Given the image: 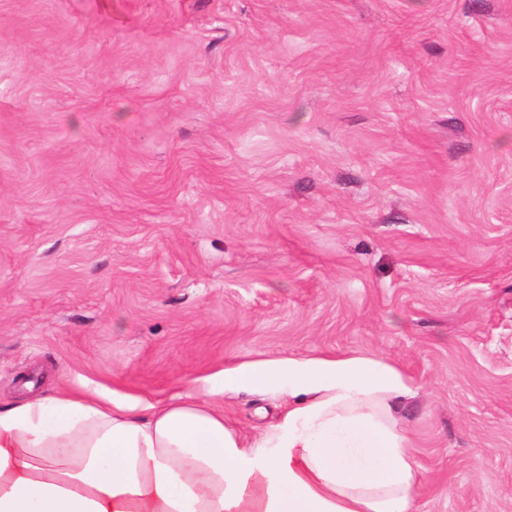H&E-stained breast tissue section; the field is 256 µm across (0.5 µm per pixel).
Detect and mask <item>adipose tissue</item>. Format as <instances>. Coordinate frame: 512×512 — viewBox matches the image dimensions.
Here are the masks:
<instances>
[{
    "label": "adipose tissue",
    "mask_w": 512,
    "mask_h": 512,
    "mask_svg": "<svg viewBox=\"0 0 512 512\" xmlns=\"http://www.w3.org/2000/svg\"><path fill=\"white\" fill-rule=\"evenodd\" d=\"M247 388L282 413L255 438L224 418ZM387 362L288 356L168 400L60 390L0 405V512H418V466Z\"/></svg>",
    "instance_id": "1"
}]
</instances>
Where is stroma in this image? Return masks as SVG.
<instances>
[{"label": "stroma", "instance_id": "35a3bbf8", "mask_svg": "<svg viewBox=\"0 0 512 512\" xmlns=\"http://www.w3.org/2000/svg\"><path fill=\"white\" fill-rule=\"evenodd\" d=\"M346 355L512 512V0H0V402Z\"/></svg>", "mask_w": 512, "mask_h": 512}]
</instances>
